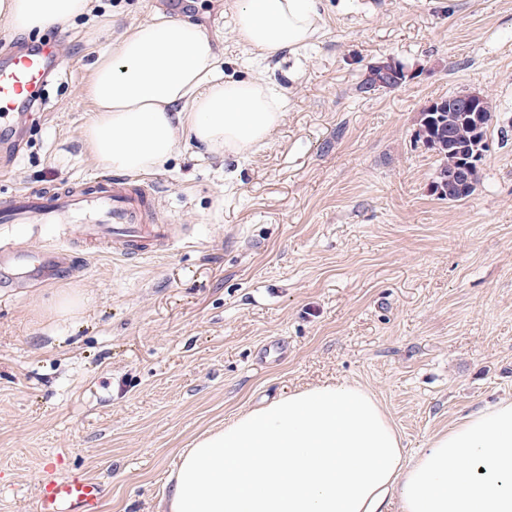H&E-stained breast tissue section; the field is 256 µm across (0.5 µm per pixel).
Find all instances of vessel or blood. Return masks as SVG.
<instances>
[{"label": "vessel or blood", "mask_w": 512, "mask_h": 512, "mask_svg": "<svg viewBox=\"0 0 512 512\" xmlns=\"http://www.w3.org/2000/svg\"><path fill=\"white\" fill-rule=\"evenodd\" d=\"M56 62V49H30L0 66V128L29 102ZM153 183L135 184L122 177L101 175L67 186L36 187L0 200L5 224H80L90 221L114 256H144L174 238L172 225L157 221ZM104 487L76 473L49 477L39 487L38 512H102Z\"/></svg>", "instance_id": "vessel-or-blood-1"}]
</instances>
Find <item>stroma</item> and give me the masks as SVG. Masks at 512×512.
<instances>
[{
  "mask_svg": "<svg viewBox=\"0 0 512 512\" xmlns=\"http://www.w3.org/2000/svg\"><path fill=\"white\" fill-rule=\"evenodd\" d=\"M321 32L260 60L238 45L236 0H98L65 33L0 24V62L52 43L59 75L0 141V197L102 172L81 141L84 89L111 36L157 15L198 25L224 74L277 87L284 115L251 154L189 144L134 175L158 194L168 249L118 259L83 225L0 224V246L72 244L38 279L0 288V512H37L45 464L106 486L104 512H157L180 451L225 419L308 385L346 380L384 405L408 452L512 398V0H316ZM400 62L393 90L359 92ZM459 92L495 105L469 198L430 190L421 110ZM62 292L84 307L58 315Z\"/></svg>",
  "mask_w": 512,
  "mask_h": 512,
  "instance_id": "obj_1",
  "label": "stroma"
}]
</instances>
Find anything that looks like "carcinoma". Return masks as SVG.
Instances as JSON below:
<instances>
[{
    "instance_id": "1",
    "label": "carcinoma",
    "mask_w": 512,
    "mask_h": 512,
    "mask_svg": "<svg viewBox=\"0 0 512 512\" xmlns=\"http://www.w3.org/2000/svg\"><path fill=\"white\" fill-rule=\"evenodd\" d=\"M402 64L392 59L381 60L378 66L370 68L365 78L359 85V91L366 92V86L374 82V72L385 70L395 72ZM464 97L462 93L450 94L431 102L419 113L417 129L415 130L416 142L435 153L438 158V166L431 183L434 195L441 200L461 202L471 196L466 193L463 196H450L442 190L440 181L448 180V175L455 172L465 164V149L479 148L481 141L487 139V131L493 119L492 106L489 99L480 94L477 96L478 105L484 116L483 126L476 125L468 119L466 113L457 109V104Z\"/></svg>"
}]
</instances>
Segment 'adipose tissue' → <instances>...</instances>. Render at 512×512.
Masks as SVG:
<instances>
[{"label":"adipose tissue","mask_w":512,"mask_h":512,"mask_svg":"<svg viewBox=\"0 0 512 512\" xmlns=\"http://www.w3.org/2000/svg\"><path fill=\"white\" fill-rule=\"evenodd\" d=\"M93 0H0L15 33L67 31ZM315 0H238V44L259 58L308 45ZM82 131L93 159L140 174L181 145L241 157L281 122L266 81L225 77L217 44L197 25L158 16L100 52ZM512 512V400L434 435L407 455L384 406L346 381L292 391L236 416L182 449L162 512Z\"/></svg>","instance_id":"obj_1"}]
</instances>
